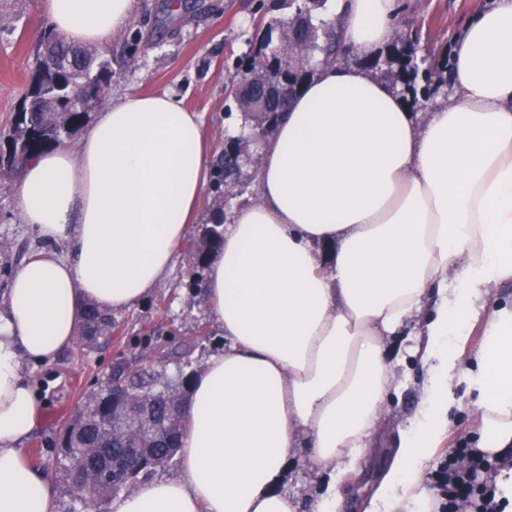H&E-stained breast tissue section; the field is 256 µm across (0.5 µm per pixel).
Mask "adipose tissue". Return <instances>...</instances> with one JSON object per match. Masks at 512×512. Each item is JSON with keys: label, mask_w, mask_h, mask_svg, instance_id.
I'll use <instances>...</instances> for the list:
<instances>
[{"label": "adipose tissue", "mask_w": 512, "mask_h": 512, "mask_svg": "<svg viewBox=\"0 0 512 512\" xmlns=\"http://www.w3.org/2000/svg\"><path fill=\"white\" fill-rule=\"evenodd\" d=\"M137 0H40L48 26L103 46ZM358 66L318 68L266 142L261 200L226 216L207 258L208 309L224 338L192 380L179 473L112 512H298L282 491L308 447L319 470H355L394 389L384 341L417 313L422 399L365 512H428L421 473L448 434L451 388L475 392L479 446L512 449V298L495 300L460 374L472 311L512 283V0L451 47L452 105L418 121L367 67L392 37L395 0H336ZM171 94H125L78 149L47 150L15 186L44 243L0 302V512H56V491L19 443L38 399L23 365L72 346L87 304L122 313L167 278L197 220L212 148Z\"/></svg>", "instance_id": "obj_1"}]
</instances>
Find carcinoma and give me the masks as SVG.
Returning a JSON list of instances; mask_svg holds the SVG:
<instances>
[{"label": "carcinoma", "instance_id": "1", "mask_svg": "<svg viewBox=\"0 0 512 512\" xmlns=\"http://www.w3.org/2000/svg\"><path fill=\"white\" fill-rule=\"evenodd\" d=\"M327 0H304L296 7L295 17L287 20H271L258 25V31L247 59L252 64L268 62V71L280 77L279 65L269 62L270 53L277 39H302V30L312 33L306 56L318 53L324 62H334L342 54L340 31L320 36L319 31L327 26L322 21L315 24L314 11ZM45 41L49 49L36 57L32 78L38 81L39 95L26 92L23 110L16 114L9 134L0 146V174H9L24 169L44 150L60 140L69 139L87 120L92 105L106 100L112 84L110 63L100 59L96 52L83 50L81 69L70 75L60 76L58 71L62 59L68 57L72 45L53 33ZM424 91L431 87L448 84V60L442 59L423 68ZM235 106L250 119L251 130L265 141L275 130L281 115L273 110L262 112L248 110L245 99L232 96ZM234 163L219 154L212 164L210 188L215 197L229 200L244 192L233 183ZM202 238L206 250L202 251L197 264L205 266L209 251L223 244L224 230L221 224L207 225ZM112 314L90 306L84 312L82 336L85 346L93 347L105 336L112 335ZM194 373L182 377L178 386L172 385L165 371L142 368L131 371L127 367H116L93 399L85 401L74 419L63 427L60 465L65 470L71 491L76 501L90 512L103 500L117 495L131 486L146 480L154 471L171 462L180 448L186 426L185 399L181 390L189 387ZM120 393L125 404L144 396L149 400L152 416L129 425L130 412L112 409V395ZM151 444L145 465L136 471H128L116 480L100 478L99 484L87 489L86 484L73 473V463L81 461L85 470L92 473L100 469L103 462L137 455L139 448Z\"/></svg>", "mask_w": 512, "mask_h": 512}]
</instances>
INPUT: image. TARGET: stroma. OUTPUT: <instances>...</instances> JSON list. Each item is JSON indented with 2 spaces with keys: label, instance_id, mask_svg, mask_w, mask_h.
I'll use <instances>...</instances> for the list:
<instances>
[{
  "label": "stroma",
  "instance_id": "1",
  "mask_svg": "<svg viewBox=\"0 0 512 512\" xmlns=\"http://www.w3.org/2000/svg\"><path fill=\"white\" fill-rule=\"evenodd\" d=\"M39 0H0V132L8 131L18 112L31 74L34 55L48 30L40 20ZM492 0H397V18L421 28L419 52L448 54L466 22L487 8ZM171 0H137L136 11L127 28L111 43L98 48L99 57L110 62L112 89L109 102L126 93L168 92L182 99L185 107L200 113L204 133L214 150L224 145V109L229 71L250 51L248 44L258 22L288 19L294 7L286 0H182L179 12L170 9ZM17 176L0 179V297L8 282L42 241L28 225L22 224L14 195ZM201 218L192 225L175 254L171 275L144 304L114 316L115 327L107 344L90 350L72 345L56 362L27 366L26 372L39 401L36 425L21 446L30 462L52 479L57 490V512H71V489L56 462L59 433L77 404L98 390L116 362L142 364L144 339L160 344L162 337L175 333L177 339L192 338L204 327L208 339L194 354L195 368L223 343L213 325L204 295L187 286L196 269V256L203 250L201 225L211 223L217 206L210 192L199 202ZM423 322L414 317L405 333L386 339L388 350L401 362L394 368L396 392L387 402L378 437L361 451L362 472L345 478L337 488L341 498L336 512H363L388 464L391 450L399 441V430L411 418L420 400L422 367L412 349ZM326 475L313 468L306 451L290 462L283 484L300 504L299 512H317Z\"/></svg>",
  "mask_w": 512,
  "mask_h": 512
}]
</instances>
